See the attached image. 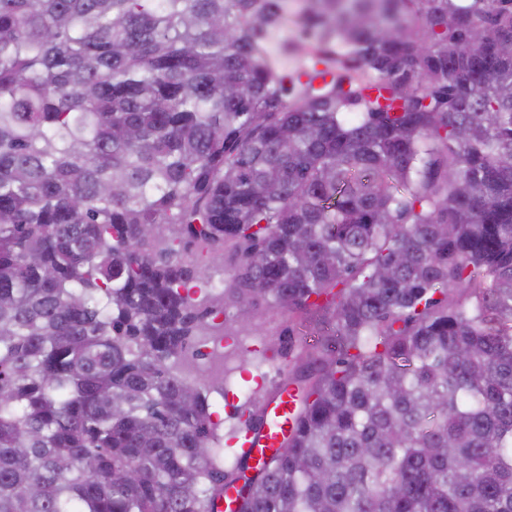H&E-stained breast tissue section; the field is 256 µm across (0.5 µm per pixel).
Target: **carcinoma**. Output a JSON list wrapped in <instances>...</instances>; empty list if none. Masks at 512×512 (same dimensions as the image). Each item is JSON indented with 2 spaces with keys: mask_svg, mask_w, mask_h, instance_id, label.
<instances>
[{
  "mask_svg": "<svg viewBox=\"0 0 512 512\" xmlns=\"http://www.w3.org/2000/svg\"><path fill=\"white\" fill-rule=\"evenodd\" d=\"M312 2L0 0V512H512V0ZM288 326L287 316L275 321H271L263 326L265 330L268 328L269 332L263 331V334L272 336L274 340V349L268 351L266 354V361L260 366L255 365H241L237 372L235 379L237 386L235 389L236 394L229 396L222 401L221 397H218L216 393L212 395L214 404H216V410L219 412V417L224 419V433L228 430V427L235 423L236 408L242 405L247 396L251 394L257 387V381L262 383V387L267 392L273 391L281 379L280 368L284 362V354L288 353V332L284 333L285 328ZM269 365H272L276 374L270 378H262V370L266 369ZM205 356L198 357L193 368V377H202L210 372L224 374V338L211 341L201 347ZM289 392H279L265 401L261 407V422L257 430L246 432L241 439L235 438L229 445H239L253 462L265 459L268 449L278 448L282 433L292 424L293 403Z\"/></svg>",
  "mask_w": 512,
  "mask_h": 512,
  "instance_id": "cac0c4a2",
  "label": "carcinoma"
}]
</instances>
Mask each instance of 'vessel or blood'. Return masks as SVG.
Listing matches in <instances>:
<instances>
[{"label": "vessel or blood", "mask_w": 512, "mask_h": 512, "mask_svg": "<svg viewBox=\"0 0 512 512\" xmlns=\"http://www.w3.org/2000/svg\"><path fill=\"white\" fill-rule=\"evenodd\" d=\"M293 403L289 393L274 394L261 408V422L257 429L246 432L238 445L252 461L263 460L268 449L278 447L282 434L292 424Z\"/></svg>", "instance_id": "obj_1"}]
</instances>
